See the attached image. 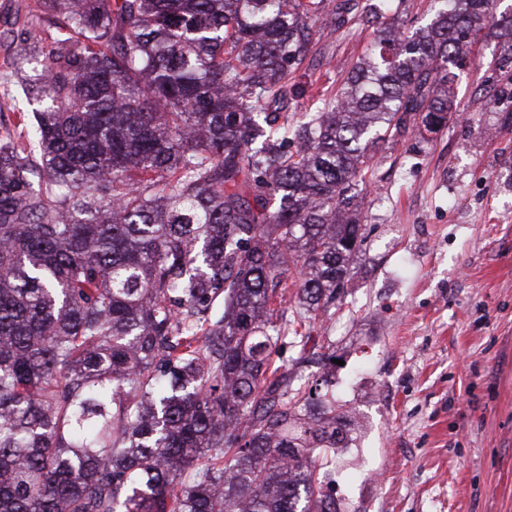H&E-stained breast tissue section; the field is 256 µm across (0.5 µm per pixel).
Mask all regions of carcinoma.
<instances>
[{
  "label": "carcinoma",
  "instance_id": "carcinoma-1",
  "mask_svg": "<svg viewBox=\"0 0 512 512\" xmlns=\"http://www.w3.org/2000/svg\"><path fill=\"white\" fill-rule=\"evenodd\" d=\"M386 2L46 0L31 140L0 139V512H344L336 398L276 357L353 273L380 146L448 126L494 8L433 0L408 35ZM327 17L378 35L291 112Z\"/></svg>",
  "mask_w": 512,
  "mask_h": 512
}]
</instances>
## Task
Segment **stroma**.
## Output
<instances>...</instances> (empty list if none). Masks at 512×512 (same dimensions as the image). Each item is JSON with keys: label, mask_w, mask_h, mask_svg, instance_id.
<instances>
[{"label": "stroma", "mask_w": 512, "mask_h": 512, "mask_svg": "<svg viewBox=\"0 0 512 512\" xmlns=\"http://www.w3.org/2000/svg\"><path fill=\"white\" fill-rule=\"evenodd\" d=\"M58 30L35 0H0V138L25 142L18 50ZM375 27L313 28L317 65L292 76L297 112L332 99ZM479 43L447 128L379 150L360 192L365 236L346 293L317 321L328 377L357 428L337 455L348 512H512V72Z\"/></svg>", "instance_id": "1"}]
</instances>
